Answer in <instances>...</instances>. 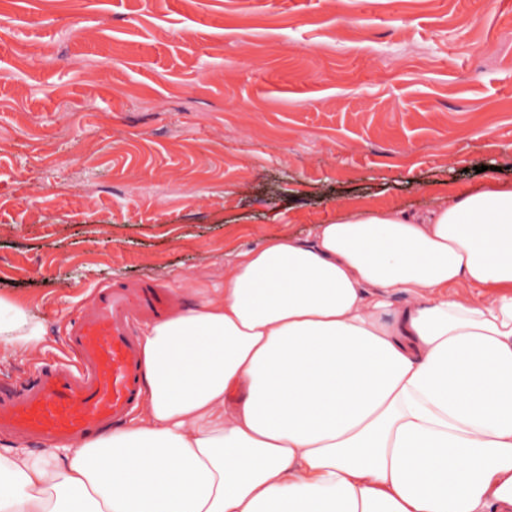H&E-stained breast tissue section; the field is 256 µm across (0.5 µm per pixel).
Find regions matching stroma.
Instances as JSON below:
<instances>
[{"label": "stroma", "instance_id": "obj_1", "mask_svg": "<svg viewBox=\"0 0 512 512\" xmlns=\"http://www.w3.org/2000/svg\"><path fill=\"white\" fill-rule=\"evenodd\" d=\"M490 166L512 181V0H0V295L44 331L0 387L71 363L104 286L196 305L230 251L424 211Z\"/></svg>", "mask_w": 512, "mask_h": 512}]
</instances>
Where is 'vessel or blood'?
I'll return each mask as SVG.
<instances>
[{"label": "vessel or blood", "mask_w": 512, "mask_h": 512, "mask_svg": "<svg viewBox=\"0 0 512 512\" xmlns=\"http://www.w3.org/2000/svg\"><path fill=\"white\" fill-rule=\"evenodd\" d=\"M171 292L145 282L103 287L94 305L73 318L67 342L76 369L40 373L25 389L0 394V432L78 441L126 422L142 391V347L135 316L161 318Z\"/></svg>", "instance_id": "obj_1"}]
</instances>
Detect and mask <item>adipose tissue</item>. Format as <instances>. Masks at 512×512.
Instances as JSON below:
<instances>
[{
	"label": "adipose tissue",
	"instance_id": "ef3b65f1",
	"mask_svg": "<svg viewBox=\"0 0 512 512\" xmlns=\"http://www.w3.org/2000/svg\"><path fill=\"white\" fill-rule=\"evenodd\" d=\"M141 342L137 416L0 451V512H512V182L269 234Z\"/></svg>",
	"mask_w": 512,
	"mask_h": 512
}]
</instances>
